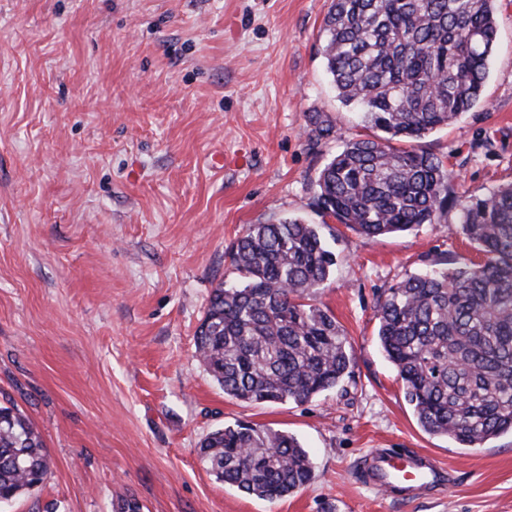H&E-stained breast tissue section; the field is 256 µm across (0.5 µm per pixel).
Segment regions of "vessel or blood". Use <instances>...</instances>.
<instances>
[{"label": "vessel or blood", "instance_id": "1", "mask_svg": "<svg viewBox=\"0 0 512 512\" xmlns=\"http://www.w3.org/2000/svg\"><path fill=\"white\" fill-rule=\"evenodd\" d=\"M364 483L402 494L446 487L445 473L435 459L420 448H378L360 465Z\"/></svg>", "mask_w": 512, "mask_h": 512}]
</instances>
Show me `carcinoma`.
Returning a JSON list of instances; mask_svg holds the SVG:
<instances>
[{"label": "carcinoma", "mask_w": 512, "mask_h": 512, "mask_svg": "<svg viewBox=\"0 0 512 512\" xmlns=\"http://www.w3.org/2000/svg\"><path fill=\"white\" fill-rule=\"evenodd\" d=\"M496 0H330L323 55L340 101L374 134L343 140L318 176L317 206L374 239L437 224L459 175L400 149L456 122L479 101L498 36ZM459 224L484 260L436 261L378 299L377 339L423 430L463 448L512 435V184L457 199ZM240 279L211 292L196 352L224 394L304 403L335 388L351 357L328 310L311 302L336 265L319 226L251 224L228 250ZM215 478L270 502L309 484L314 462L292 435L235 423L202 440ZM49 471L40 433L0 404V501Z\"/></svg>", "instance_id": "1"}]
</instances>
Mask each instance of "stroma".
I'll return each mask as SVG.
<instances>
[{"instance_id": "1", "label": "stroma", "mask_w": 512, "mask_h": 512, "mask_svg": "<svg viewBox=\"0 0 512 512\" xmlns=\"http://www.w3.org/2000/svg\"><path fill=\"white\" fill-rule=\"evenodd\" d=\"M330 0H0V403L40 431L50 470L0 512H512V436L462 448L425 432L377 340L379 296L438 258L480 262L459 210L367 239L325 219L317 179L338 137L366 135L322 49ZM481 102L417 143L456 195L512 183V0ZM337 138L311 143L314 118ZM223 153V168L211 158ZM298 216L337 258L317 296L351 366L305 403L226 396L195 353L225 251ZM237 421L314 458L275 502L218 482L201 440ZM374 448H422L453 492L365 487Z\"/></svg>"}]
</instances>
